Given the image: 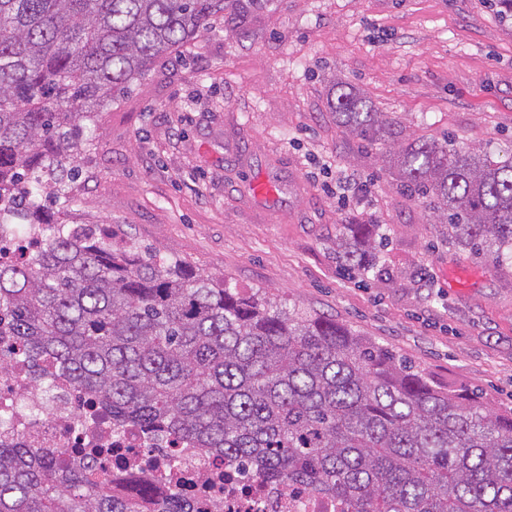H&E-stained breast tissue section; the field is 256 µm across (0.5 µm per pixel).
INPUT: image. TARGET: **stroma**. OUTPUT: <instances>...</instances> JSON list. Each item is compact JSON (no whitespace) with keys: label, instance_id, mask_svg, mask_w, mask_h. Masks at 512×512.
Returning <instances> with one entry per match:
<instances>
[{"label":"stroma","instance_id":"1","mask_svg":"<svg viewBox=\"0 0 512 512\" xmlns=\"http://www.w3.org/2000/svg\"><path fill=\"white\" fill-rule=\"evenodd\" d=\"M247 23L253 35L231 28ZM399 143L451 137L512 157V17L490 0H274L229 9L100 109L61 219L336 319L437 386L512 408V260L458 247L384 156L343 131L338 88ZM366 182L364 203L328 191ZM271 183L260 198L251 185ZM376 224L380 276L347 278L336 227Z\"/></svg>","mask_w":512,"mask_h":512}]
</instances>
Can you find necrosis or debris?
Listing matches in <instances>:
<instances>
[{
  "label": "necrosis or debris",
  "mask_w": 512,
  "mask_h": 512,
  "mask_svg": "<svg viewBox=\"0 0 512 512\" xmlns=\"http://www.w3.org/2000/svg\"><path fill=\"white\" fill-rule=\"evenodd\" d=\"M6 362L0 371V436L73 461H102L115 493L138 482L153 486L160 500L182 490L195 512H336L334 499L305 487L245 476L234 458L184 443L170 448L142 430L116 428L111 414L55 364L47 366L49 397H33L36 373L20 353Z\"/></svg>",
  "instance_id": "4bbe7bcc"
}]
</instances>
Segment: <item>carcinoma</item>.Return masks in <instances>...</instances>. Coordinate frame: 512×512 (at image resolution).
Listing matches in <instances>:
<instances>
[{
    "instance_id": "cac0c4a2",
    "label": "carcinoma",
    "mask_w": 512,
    "mask_h": 512,
    "mask_svg": "<svg viewBox=\"0 0 512 512\" xmlns=\"http://www.w3.org/2000/svg\"><path fill=\"white\" fill-rule=\"evenodd\" d=\"M246 1L0 0V225L48 231L0 263V323L34 366L56 360L118 426L231 455L257 477L303 484L340 512H512V409L430 384L336 320L65 224L42 197L66 194L86 125L130 83ZM336 120L372 143L392 119L340 91ZM398 179L476 253L512 254V160L421 138L393 153ZM372 224H340L337 257L369 273ZM114 494L80 469L0 443V512H191Z\"/></svg>"
}]
</instances>
